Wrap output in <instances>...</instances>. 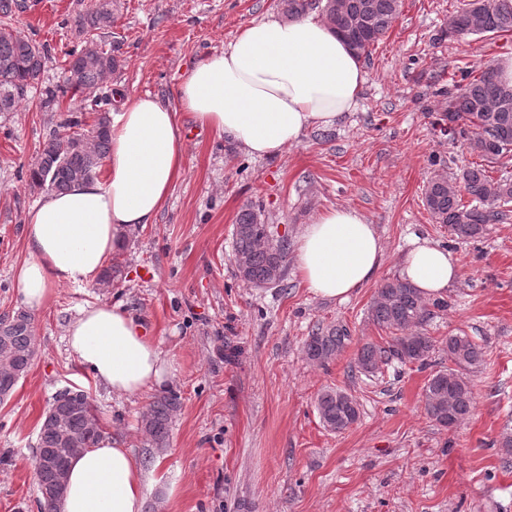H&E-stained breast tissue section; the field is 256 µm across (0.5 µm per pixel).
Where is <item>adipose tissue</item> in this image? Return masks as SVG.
I'll return each mask as SVG.
<instances>
[{"label":"adipose tissue","instance_id":"obj_1","mask_svg":"<svg viewBox=\"0 0 512 512\" xmlns=\"http://www.w3.org/2000/svg\"><path fill=\"white\" fill-rule=\"evenodd\" d=\"M365 71L346 41L315 12L294 21L262 18L239 30L222 51L189 69L170 107L151 95L122 101L111 115L104 179L51 193L24 226L28 256L14 279L22 303L47 306L55 287L96 283L123 231L153 223L183 172L186 139L178 114L235 141L256 157L276 156L309 128L330 127L359 103ZM375 225L339 206L305 225L296 268L315 297L346 301L370 284L383 262ZM402 280L437 300L459 277L454 254L413 239ZM66 345L93 379L116 395L160 386L172 363L141 324L108 303L82 307ZM145 470L130 449L103 436L72 458L59 512H142Z\"/></svg>","mask_w":512,"mask_h":512}]
</instances>
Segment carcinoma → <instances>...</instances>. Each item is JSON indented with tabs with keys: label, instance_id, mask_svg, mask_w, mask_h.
I'll return each instance as SVG.
<instances>
[{
	"label": "carcinoma",
	"instance_id": "1",
	"mask_svg": "<svg viewBox=\"0 0 512 512\" xmlns=\"http://www.w3.org/2000/svg\"><path fill=\"white\" fill-rule=\"evenodd\" d=\"M402 0H281L284 15L298 19L318 11L329 26L348 43L359 58L369 57L374 47L400 13ZM27 0H0V112H13L23 94L38 87L46 49L13 30L9 21L26 12ZM79 44L67 53L63 68L64 87L78 93L100 89L120 72L124 59L119 47L102 42L101 30L112 26V0H96L73 19ZM448 37L479 38L488 34L512 33V0H470L468 7L448 18ZM448 98L443 117L448 119V140L461 143L488 163L512 159V86L503 82L491 65L458 69V78L440 91ZM114 89L81 99L73 113L59 123L42 146L29 169V185L51 192L67 190L72 184L97 176L110 151L109 116L104 106L112 103ZM96 115L86 127V115ZM469 201L462 202V195ZM423 201L434 221L448 226L460 240L483 237L488 226L507 219L512 203V176L494 179L482 164L464 168L457 181L437 173L424 186ZM288 241L277 238L265 223L262 211L252 204L237 214L234 230V261L238 277L256 287L282 283L286 275ZM427 309L416 289L399 279L385 281L376 291L369 318L391 331L390 341L381 345L366 342L358 348L356 366L372 375L396 360L402 364H428L434 344L430 337L412 333L422 324ZM351 340L350 331L332 326L308 338L305 352L320 364L332 359ZM446 369L434 372L424 393V409L430 419L450 430L473 412L476 397L468 374L482 362L483 348L464 333L448 336ZM34 357L32 315L20 309L0 319V385L15 389ZM180 405L178 395H157L141 416V426L154 448H165L169 427ZM316 410L331 432L342 433L360 417L357 400L341 389H325L316 400ZM105 434V427L86 392L70 390L64 411L51 424L41 422L37 447L61 465L83 448L92 447ZM41 512H58L64 484L56 468H35Z\"/></svg>",
	"mask_w": 512,
	"mask_h": 512
}]
</instances>
